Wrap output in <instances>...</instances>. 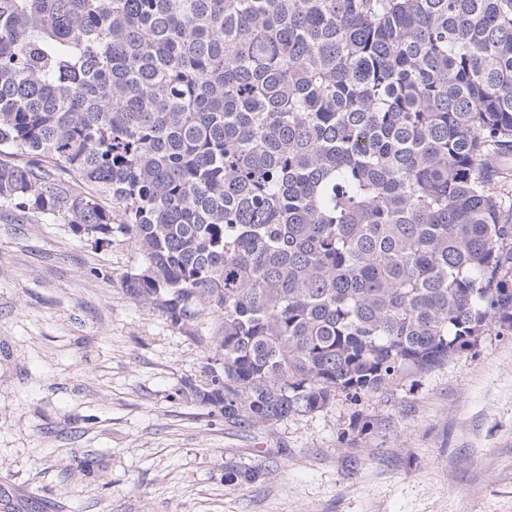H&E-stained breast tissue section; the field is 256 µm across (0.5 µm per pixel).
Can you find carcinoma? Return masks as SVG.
I'll list each match as a JSON object with an SVG mask.
<instances>
[{
	"instance_id": "carcinoma-1",
	"label": "carcinoma",
	"mask_w": 512,
	"mask_h": 512,
	"mask_svg": "<svg viewBox=\"0 0 512 512\" xmlns=\"http://www.w3.org/2000/svg\"><path fill=\"white\" fill-rule=\"evenodd\" d=\"M5 150L0 201L131 240L229 427L512 331V0H0Z\"/></svg>"
}]
</instances>
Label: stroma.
Listing matches in <instances>:
<instances>
[{"label":"stroma","instance_id":"stroma-1","mask_svg":"<svg viewBox=\"0 0 512 512\" xmlns=\"http://www.w3.org/2000/svg\"><path fill=\"white\" fill-rule=\"evenodd\" d=\"M137 261L0 203V512H512V335L244 432L183 395L205 349L122 288Z\"/></svg>","mask_w":512,"mask_h":512}]
</instances>
